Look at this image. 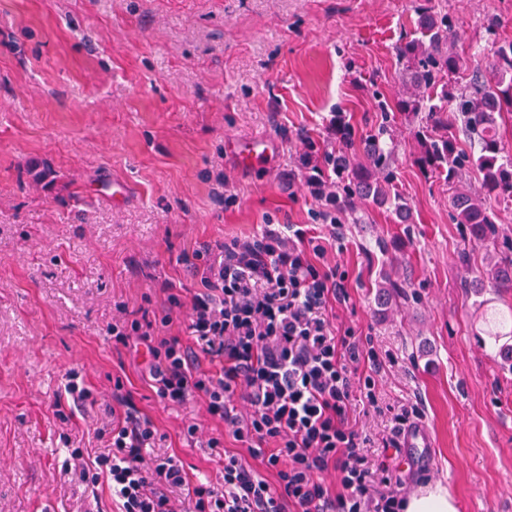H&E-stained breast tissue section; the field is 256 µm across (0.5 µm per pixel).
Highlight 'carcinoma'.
<instances>
[{
    "label": "carcinoma",
    "instance_id": "cac0c4a2",
    "mask_svg": "<svg viewBox=\"0 0 512 512\" xmlns=\"http://www.w3.org/2000/svg\"><path fill=\"white\" fill-rule=\"evenodd\" d=\"M413 39L395 45L402 63L404 92L382 112H394L414 125L420 145L418 164L430 176L453 183L469 172L479 174L473 191L452 194L451 219L465 226L469 239L486 250L491 279L496 288H512V239L499 236L494 204L512 201V151L500 137V127L512 119V40L494 50L492 78L478 71L465 81L456 75L463 58L448 45V13L417 9ZM388 126L381 125L359 140L349 125H336L339 146L324 155L335 176L336 207L362 221L356 201L392 209L399 223L409 221L407 200L393 191L395 157L386 144ZM380 304L404 297L401 285L386 282L375 293ZM486 333L498 340L512 339V319L485 318Z\"/></svg>",
    "mask_w": 512,
    "mask_h": 512
}]
</instances>
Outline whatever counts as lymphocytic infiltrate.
Returning a JSON list of instances; mask_svg holds the SVG:
<instances>
[{
	"label": "lymphocytic infiltrate",
	"mask_w": 512,
	"mask_h": 512,
	"mask_svg": "<svg viewBox=\"0 0 512 512\" xmlns=\"http://www.w3.org/2000/svg\"><path fill=\"white\" fill-rule=\"evenodd\" d=\"M325 253L295 224L206 244L192 254L201 286L190 300L170 291L159 313L133 319L118 306L112 344L147 352L142 375L159 401L198 397L199 415L223 425L214 437L190 415L180 434L222 460L224 486L155 453L158 430L119 378L112 399L126 410L97 431L108 453L88 462L71 451L81 481L106 484L119 512H405L400 477L351 415L358 401L377 407L381 360L370 339L330 320L329 307L349 294L346 271L324 263ZM181 318L186 340L170 333ZM228 436L259 468L225 448Z\"/></svg>",
	"instance_id": "lymphocytic-infiltrate-1"
}]
</instances>
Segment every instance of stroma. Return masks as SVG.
<instances>
[{"instance_id": "35a3bbf8", "label": "stroma", "mask_w": 512, "mask_h": 512, "mask_svg": "<svg viewBox=\"0 0 512 512\" xmlns=\"http://www.w3.org/2000/svg\"><path fill=\"white\" fill-rule=\"evenodd\" d=\"M448 13L467 69L488 71L493 40L512 39V0H0V512H117L107 486L90 489L65 463L74 448L105 451L112 379L154 421L161 452L192 479L224 482L210 449L179 436L199 405L164 406L126 350L112 344L116 304L159 310L163 287L191 296L184 256L203 244L300 224L326 235L304 186V140L334 147L342 115L355 137L382 121L378 104L403 85L394 47L415 9ZM265 138L261 168L240 169L233 142ZM408 224L360 205L336 213L350 299L337 326L371 337L388 414H358L375 447L391 415L412 404L432 446L399 466L402 493L448 488L459 512H512V365L484 333V309L512 306V289H465L485 254L450 218L451 189L414 163L404 120L393 139ZM470 262H463L462 253ZM408 288L390 309L375 285ZM93 401L55 415L66 375Z\"/></svg>"}]
</instances>
